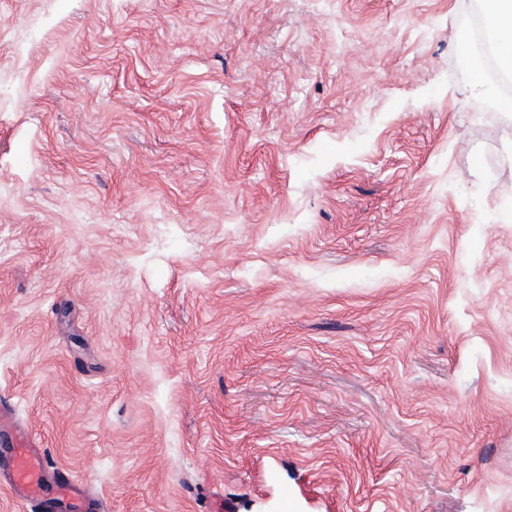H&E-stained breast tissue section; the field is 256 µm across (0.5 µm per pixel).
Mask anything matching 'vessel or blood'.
<instances>
[{"mask_svg": "<svg viewBox=\"0 0 512 512\" xmlns=\"http://www.w3.org/2000/svg\"><path fill=\"white\" fill-rule=\"evenodd\" d=\"M0 456L8 463L6 487L17 501L38 512H79L80 484L68 471L49 465L31 433L17 429L1 436Z\"/></svg>", "mask_w": 512, "mask_h": 512, "instance_id": "obj_1", "label": "vessel or blood"}]
</instances>
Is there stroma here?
Segmentation results:
<instances>
[{
  "label": "stroma",
  "mask_w": 512,
  "mask_h": 512,
  "mask_svg": "<svg viewBox=\"0 0 512 512\" xmlns=\"http://www.w3.org/2000/svg\"><path fill=\"white\" fill-rule=\"evenodd\" d=\"M478 6L0 0V400L100 512H512Z\"/></svg>",
  "instance_id": "stroma-1"
}]
</instances>
